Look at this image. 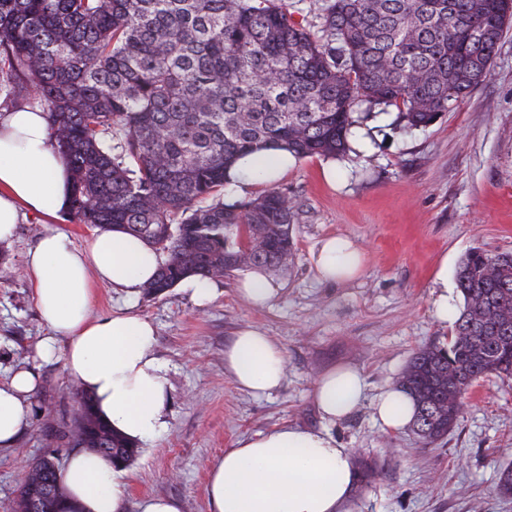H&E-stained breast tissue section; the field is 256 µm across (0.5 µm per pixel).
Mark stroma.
Masks as SVG:
<instances>
[{"label":"stroma","instance_id":"35a3bbf8","mask_svg":"<svg viewBox=\"0 0 512 512\" xmlns=\"http://www.w3.org/2000/svg\"><path fill=\"white\" fill-rule=\"evenodd\" d=\"M396 115L392 108L356 124L342 160H298L278 182L296 212V248L268 271L277 293L267 306L248 304L235 276L217 278V295L204 305L178 286L155 298L95 284L93 316L128 308L153 322L170 384L166 430L140 442L121 472L128 512L155 495L178 499L181 512H208L212 462L238 439L288 423L329 429L351 449L361 471L351 512H512V497L496 490L501 467L512 464V379L478 380L455 429L427 446L408 428L382 432L369 401L328 426L312 398L314 377L340 366L363 372L369 400L397 386L419 348L451 334L432 315L436 275L449 274L459 305L460 259L474 249L512 252V31L490 76L436 123L404 130ZM49 228L78 247L94 232L64 216L46 225L29 215L0 243V381L20 364L40 379L30 426L0 450V512H16L28 463L52 449L63 459L77 450L82 390L61 359L38 356L48 330L22 274L27 251ZM330 236L362 248L358 278H318L312 253ZM248 327L285 355L284 383L269 396L240 390L224 369L225 348Z\"/></svg>","mask_w":512,"mask_h":512}]
</instances>
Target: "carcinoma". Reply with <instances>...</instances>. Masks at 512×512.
I'll use <instances>...</instances> for the list:
<instances>
[{
    "mask_svg": "<svg viewBox=\"0 0 512 512\" xmlns=\"http://www.w3.org/2000/svg\"><path fill=\"white\" fill-rule=\"evenodd\" d=\"M319 19L307 28L286 0H0V95L23 90L46 112L73 221L156 250L158 297L186 277L282 265L288 194L224 201L234 162L270 149L341 159L357 112L435 123L490 75L512 0H325ZM456 280L448 342L419 349L400 381L426 444L454 429L479 379L512 377V253L472 250ZM82 400L78 445L138 455Z\"/></svg>",
    "mask_w": 512,
    "mask_h": 512,
    "instance_id": "carcinoma-1",
    "label": "carcinoma"
}]
</instances>
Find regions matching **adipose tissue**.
<instances>
[{
  "label": "adipose tissue",
  "mask_w": 512,
  "mask_h": 512,
  "mask_svg": "<svg viewBox=\"0 0 512 512\" xmlns=\"http://www.w3.org/2000/svg\"><path fill=\"white\" fill-rule=\"evenodd\" d=\"M269 165L255 157L235 163L234 186L272 185L295 158L274 150ZM71 175L52 142L44 112L29 107L0 116V241L10 240L21 213L55 219L67 211ZM319 278L342 283L363 271V252L351 240L330 237L314 255ZM157 252L141 238L117 229L98 230L83 248L55 231L45 233L24 264L42 321L49 328L40 356L62 352L67 375L94 400L112 428L134 441L155 438L167 427L168 378L155 356V328L131 312L99 318L90 313L92 284L101 281L130 294L155 277ZM235 384L253 395L278 391L285 377L282 350L268 336L242 329L224 351ZM36 375L17 369L0 383V447L28 428ZM363 374L343 367L319 375L312 396L322 417L345 420L366 399ZM379 426L404 430L416 413L402 389L387 388L373 403ZM61 512H126L125 486L109 458L86 450L72 454L61 471ZM357 473L350 449L330 433L285 425L238 440L212 463L206 484L209 512H347Z\"/></svg>",
  "instance_id": "obj_1"
}]
</instances>
